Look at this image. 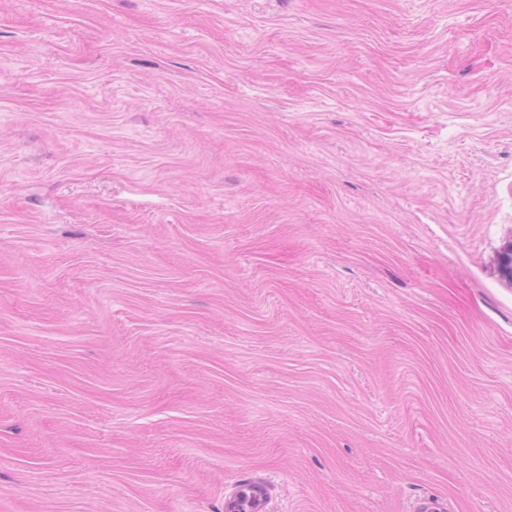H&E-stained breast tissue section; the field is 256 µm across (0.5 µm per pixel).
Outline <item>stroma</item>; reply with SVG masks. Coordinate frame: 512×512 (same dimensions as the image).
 <instances>
[{"instance_id": "stroma-1", "label": "stroma", "mask_w": 512, "mask_h": 512, "mask_svg": "<svg viewBox=\"0 0 512 512\" xmlns=\"http://www.w3.org/2000/svg\"><path fill=\"white\" fill-rule=\"evenodd\" d=\"M512 0H0V512H512ZM273 497L272 481L254 475L240 479L224 497L226 512H268Z\"/></svg>"}]
</instances>
